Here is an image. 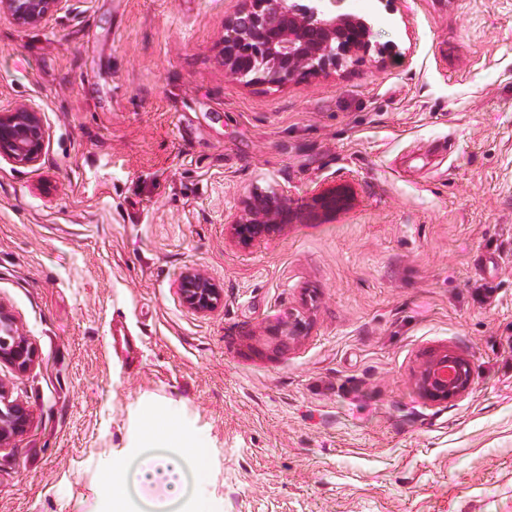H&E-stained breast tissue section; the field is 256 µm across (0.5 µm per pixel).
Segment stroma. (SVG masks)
<instances>
[{
    "label": "stroma",
    "mask_w": 512,
    "mask_h": 512,
    "mask_svg": "<svg viewBox=\"0 0 512 512\" xmlns=\"http://www.w3.org/2000/svg\"><path fill=\"white\" fill-rule=\"evenodd\" d=\"M245 0H60L0 13V110L39 107L45 156L0 162V304L37 349L0 364L31 423L0 449V512H76L145 397L211 441L213 512H512V0H341L368 54L279 85L224 72ZM350 186L340 211L309 212ZM285 198L278 234L225 219ZM189 267L223 290L183 306ZM289 353L258 341L288 310ZM474 385L433 404L427 350ZM58 0H1L0 13L5 12L25 27L40 26ZM350 189L341 187H327L318 190L311 201L325 213H334L343 208L350 200ZM182 304L192 312L209 315L221 305L223 291L207 273L197 268L183 271L177 282ZM310 317L304 310H288L287 315L273 328L261 332L272 341L275 353L297 348L309 334ZM473 382L472 359L448 346L429 350L412 377L416 394L426 402L437 404L467 397Z\"/></svg>",
    "instance_id": "obj_1"
}]
</instances>
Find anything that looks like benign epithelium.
Returning <instances> with one entry per match:
<instances>
[{
    "label": "benign epithelium",
    "mask_w": 512,
    "mask_h": 512,
    "mask_svg": "<svg viewBox=\"0 0 512 512\" xmlns=\"http://www.w3.org/2000/svg\"><path fill=\"white\" fill-rule=\"evenodd\" d=\"M57 0H0L5 12L20 25L37 27L54 9ZM249 6L224 25L221 51L224 72L251 82L284 83L308 73L341 67L371 48V27L361 17L338 13L319 3L300 0H248ZM45 127L41 111L26 102L0 111V159L20 167H35L43 159ZM350 200V189L327 187L311 201L334 213ZM283 202L276 196H255L227 219L231 239L241 245L271 237L282 230ZM182 304L192 312L209 315L222 301L220 285L197 268L183 271L177 282ZM8 329L13 341L0 344V364L26 372L37 350L16 319L0 306V330ZM310 317L304 310H290L279 324L263 330L274 352L297 348L309 334ZM472 359L448 346L429 350L415 370L416 394L430 403H448L468 396L473 388ZM31 413L24 404L8 398L0 381V447L24 432Z\"/></svg>",
    "instance_id": "obj_1"
}]
</instances>
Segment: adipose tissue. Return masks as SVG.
<instances>
[{
  "label": "adipose tissue",
  "instance_id": "adipose-tissue-1",
  "mask_svg": "<svg viewBox=\"0 0 512 512\" xmlns=\"http://www.w3.org/2000/svg\"><path fill=\"white\" fill-rule=\"evenodd\" d=\"M209 445L185 423L178 406L150 401L122 457L138 460L135 482L144 494L180 505L182 512H210L206 499L185 496L187 469H195L198 480L207 477L204 450Z\"/></svg>",
  "mask_w": 512,
  "mask_h": 512
}]
</instances>
